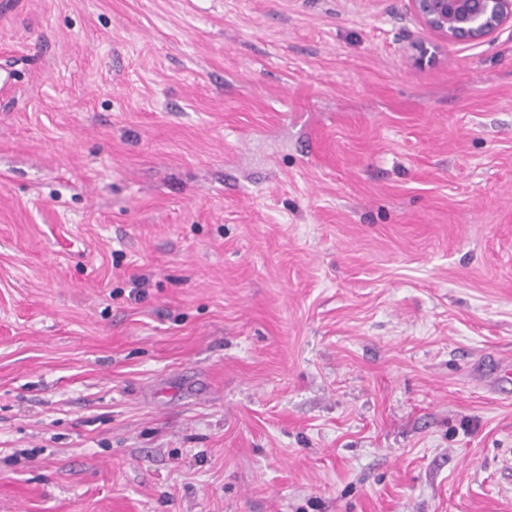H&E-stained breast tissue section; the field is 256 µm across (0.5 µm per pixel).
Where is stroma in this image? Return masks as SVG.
<instances>
[{
    "mask_svg": "<svg viewBox=\"0 0 512 512\" xmlns=\"http://www.w3.org/2000/svg\"><path fill=\"white\" fill-rule=\"evenodd\" d=\"M430 38L0 7V512H512V30Z\"/></svg>",
    "mask_w": 512,
    "mask_h": 512,
    "instance_id": "1",
    "label": "stroma"
}]
</instances>
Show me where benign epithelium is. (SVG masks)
Here are the masks:
<instances>
[{
    "mask_svg": "<svg viewBox=\"0 0 512 512\" xmlns=\"http://www.w3.org/2000/svg\"><path fill=\"white\" fill-rule=\"evenodd\" d=\"M420 27L436 42H412L407 56L417 64L429 61L439 44L462 46L489 42L506 26L512 27V0H408Z\"/></svg>",
    "mask_w": 512,
    "mask_h": 512,
    "instance_id": "obj_1",
    "label": "benign epithelium"
}]
</instances>
